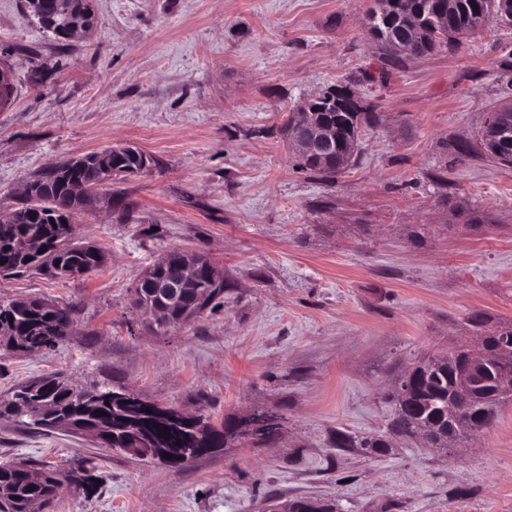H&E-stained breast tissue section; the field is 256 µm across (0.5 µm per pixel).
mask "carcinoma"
I'll list each match as a JSON object with an SVG mask.
<instances>
[{
	"label": "carcinoma",
	"mask_w": 512,
	"mask_h": 512,
	"mask_svg": "<svg viewBox=\"0 0 512 512\" xmlns=\"http://www.w3.org/2000/svg\"><path fill=\"white\" fill-rule=\"evenodd\" d=\"M72 12L94 26L97 23L92 0H66ZM380 20L369 27L372 38L382 51V63L400 66L406 55L398 50V42L406 36L408 21L389 0H376ZM414 23L425 31L418 49L428 55L452 42L449 33L470 32L502 22L512 26V0H412ZM328 96H340L341 107L334 105L316 113V125L336 135L338 144L358 150L363 128L378 121L373 102H364L346 88L328 86ZM497 121L483 125L478 144L504 164H512V111L494 107ZM153 159L132 147L116 150L112 147L86 154L78 159L51 166L42 176L27 185V199L15 209L16 220L0 222V275L22 271L48 270L59 278L76 273L97 271L105 263L102 251L89 244L73 242V225L64 224L69 210H91L94 198L75 196L71 188L81 182L93 185L115 173L134 171ZM351 160L338 164L334 160L310 156L299 160V169L321 179H329ZM174 254L169 253L148 272L154 279H169ZM212 265L204 261L192 288L197 291V313H202L215 299L224 295V280L213 279ZM72 310L41 299H18L0 302V346L28 352L55 347L66 335L72 322ZM470 329L483 336L489 351L508 343L504 330L483 312L468 318ZM466 357L463 350L454 351L448 362L433 356L409 364L399 378L400 388L394 390L395 418L393 425L404 433L417 435L427 446L448 438L457 444L472 437L462 428L480 431L489 426L499 410L512 404V391L499 387L497 372L489 367L477 381L470 396L460 397L456 385V369ZM139 395L129 391L123 396L107 386L78 388L64 378L52 374L42 376L22 386L7 402H0V416L27 419L36 426L45 425L48 416L63 419L67 427L79 431L103 426L109 433L106 444L124 451L148 441L158 446L179 448L188 458H195L194 449L203 445L205 435L213 428L210 419L198 417L184 430L164 431L167 424L157 423L147 433L137 428L135 404ZM357 443L372 452H381L386 441L381 435H369L360 440L336 432V446ZM92 485L93 476L62 473L52 465L39 467L27 462L0 464V512H31L33 503L49 502L63 479ZM288 512H336L330 504L303 498L288 500Z\"/></svg>",
	"instance_id": "carcinoma-1"
}]
</instances>
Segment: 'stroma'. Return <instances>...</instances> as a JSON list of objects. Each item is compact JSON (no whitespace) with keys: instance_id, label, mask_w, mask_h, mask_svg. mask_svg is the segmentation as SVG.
<instances>
[{"instance_id":"stroma-1","label":"stroma","mask_w":512,"mask_h":512,"mask_svg":"<svg viewBox=\"0 0 512 512\" xmlns=\"http://www.w3.org/2000/svg\"><path fill=\"white\" fill-rule=\"evenodd\" d=\"M98 28L56 42L26 0H0V219L49 166L112 145L157 161L115 179L117 205L74 213L104 268L68 279L0 276V300L75 309L51 350L0 347V399L59 373L122 385L193 416L271 412L268 444L215 448L173 468L93 435L0 417V463L87 467L33 512H266L304 497L339 512H512V406L466 447L426 448L389 428L404 363L447 350L483 311L512 322V165L474 140L506 96L512 27L382 72L373 0H95ZM340 85L378 103L353 166L299 170L280 126ZM170 251L208 255L227 289L168 330L132 303L137 276ZM384 434L373 454L337 432Z\"/></svg>"}]
</instances>
